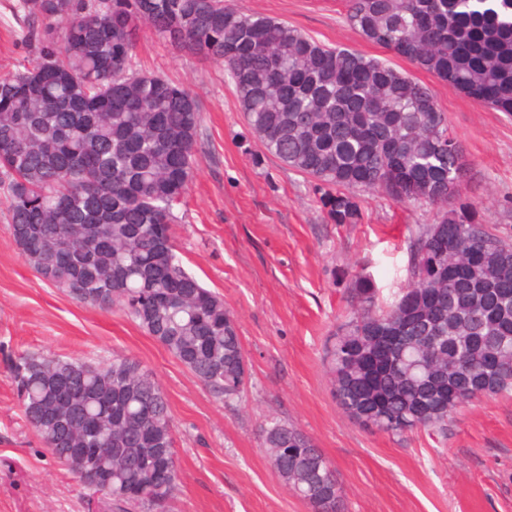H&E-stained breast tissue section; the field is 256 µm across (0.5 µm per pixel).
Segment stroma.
<instances>
[{
    "mask_svg": "<svg viewBox=\"0 0 512 512\" xmlns=\"http://www.w3.org/2000/svg\"><path fill=\"white\" fill-rule=\"evenodd\" d=\"M14 2L0 0V73L35 54ZM224 3L380 59L428 86L470 164L462 199L474 204L480 224L512 242V115L366 41L347 20L349 0ZM136 55L143 72L189 89L202 105L197 166L175 210L174 239L185 270L223 298L236 324L246 390L224 399L119 307L87 305L44 282L0 217V512H111L27 424L8 371L22 353L141 364L173 425L178 484L170 512H311L263 446V429L274 421L300 429L331 462L345 512H512V392L459 408L444 431L394 435L346 416L324 362L349 312L352 275H369L393 297L406 285L410 228L437 223L441 207L362 190L361 223H329L313 181L250 133L222 66L146 28Z\"/></svg>",
    "mask_w": 512,
    "mask_h": 512,
    "instance_id": "1",
    "label": "stroma"
}]
</instances>
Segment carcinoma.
<instances>
[{
	"mask_svg": "<svg viewBox=\"0 0 512 512\" xmlns=\"http://www.w3.org/2000/svg\"><path fill=\"white\" fill-rule=\"evenodd\" d=\"M35 59L0 74V206L46 282L114 305L230 400L246 385L224 301L186 272L174 207L197 163L201 105L137 68L142 26L224 67L266 152L315 182L333 224H358L356 190L443 207L409 238L407 286L389 305L366 277L325 348L341 409L398 434L446 425L512 390V244L460 198L462 146L429 88L359 53L224 0H16ZM365 39L512 114V0H351ZM26 422L81 484L98 476L117 512H166L176 488L167 401L130 358L106 365L23 353L9 367ZM273 468L311 512H344L335 471L291 425L263 430Z\"/></svg>",
	"mask_w": 512,
	"mask_h": 512,
	"instance_id": "carcinoma-1",
	"label": "carcinoma"
}]
</instances>
